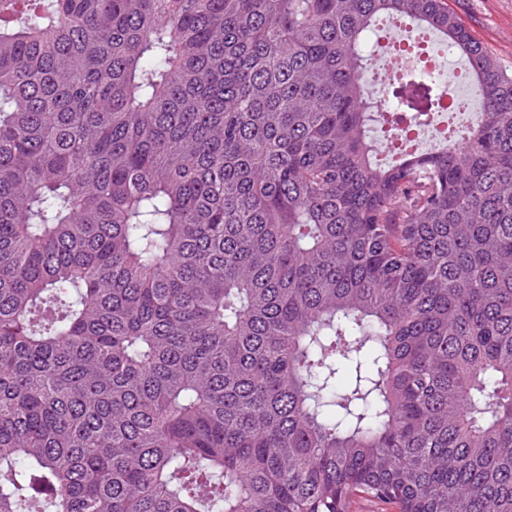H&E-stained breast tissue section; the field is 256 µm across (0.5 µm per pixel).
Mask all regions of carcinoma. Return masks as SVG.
I'll list each match as a JSON object with an SVG mask.
<instances>
[{
  "mask_svg": "<svg viewBox=\"0 0 512 512\" xmlns=\"http://www.w3.org/2000/svg\"><path fill=\"white\" fill-rule=\"evenodd\" d=\"M391 26L479 120L372 95ZM358 497L512 512V69L448 0H0V512Z\"/></svg>",
  "mask_w": 512,
  "mask_h": 512,
  "instance_id": "obj_1",
  "label": "carcinoma"
}]
</instances>
